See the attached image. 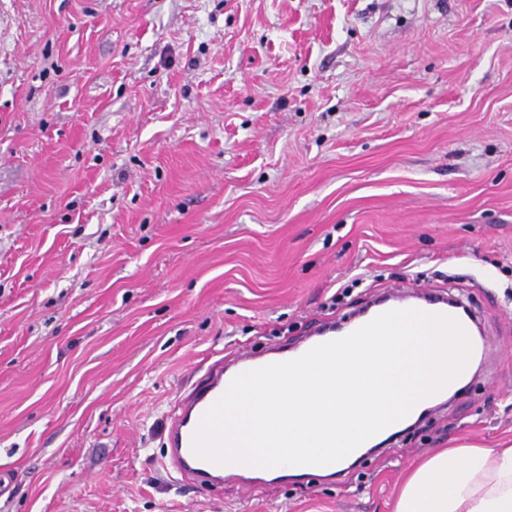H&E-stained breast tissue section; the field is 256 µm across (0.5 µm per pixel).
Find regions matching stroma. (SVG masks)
Masks as SVG:
<instances>
[{
	"label": "stroma",
	"instance_id": "stroma-1",
	"mask_svg": "<svg viewBox=\"0 0 512 512\" xmlns=\"http://www.w3.org/2000/svg\"><path fill=\"white\" fill-rule=\"evenodd\" d=\"M485 335L469 388L343 468L163 469L238 350L391 292ZM512 440V0H0V512H391Z\"/></svg>",
	"mask_w": 512,
	"mask_h": 512
}]
</instances>
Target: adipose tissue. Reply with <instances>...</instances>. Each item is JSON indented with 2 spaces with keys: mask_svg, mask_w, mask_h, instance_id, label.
Segmentation results:
<instances>
[{
  "mask_svg": "<svg viewBox=\"0 0 512 512\" xmlns=\"http://www.w3.org/2000/svg\"><path fill=\"white\" fill-rule=\"evenodd\" d=\"M393 512H512V444L437 450L406 474Z\"/></svg>",
  "mask_w": 512,
  "mask_h": 512,
  "instance_id": "obj_1",
  "label": "adipose tissue"
}]
</instances>
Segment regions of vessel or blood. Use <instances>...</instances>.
I'll return each mask as SVG.
<instances>
[{"label":"vessel or blood","mask_w":512,"mask_h":512,"mask_svg":"<svg viewBox=\"0 0 512 512\" xmlns=\"http://www.w3.org/2000/svg\"><path fill=\"white\" fill-rule=\"evenodd\" d=\"M406 296L393 293L384 301L366 311L361 320L353 321L352 329H359L362 323L372 321L378 315L396 309L408 308ZM423 312L445 315L467 324L468 316L459 309L450 307L446 296L428 294L424 298ZM305 347L294 350H274L272 356L258 358L250 352L235 356L232 365L216 361L206 376L196 382L188 395L174 406L170 416L167 450L161 460L163 468L174 471L181 478L190 481L200 492L210 491L224 478L225 467L198 457L193 450V437L204 413L225 393L231 381L238 375L274 363L296 359L305 354Z\"/></svg>","instance_id":"vessel-or-blood-1"}]
</instances>
